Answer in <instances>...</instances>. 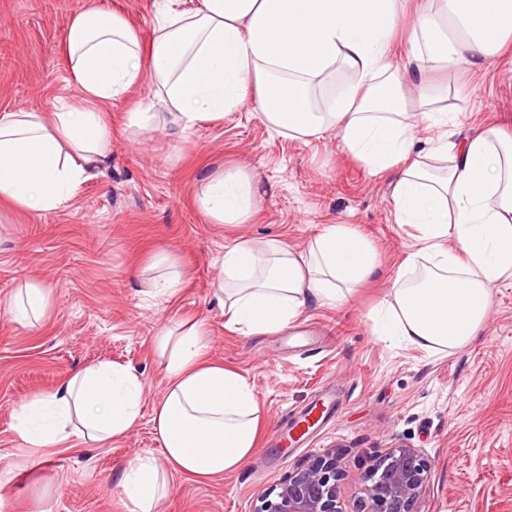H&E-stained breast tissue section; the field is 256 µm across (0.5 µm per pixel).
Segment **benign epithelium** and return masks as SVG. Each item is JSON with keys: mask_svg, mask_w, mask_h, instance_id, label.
I'll return each mask as SVG.
<instances>
[{"mask_svg": "<svg viewBox=\"0 0 512 512\" xmlns=\"http://www.w3.org/2000/svg\"><path fill=\"white\" fill-rule=\"evenodd\" d=\"M343 469L330 452L308 459L254 512H343L337 492ZM428 467L414 448H393L368 468L357 512H418Z\"/></svg>", "mask_w": 512, "mask_h": 512, "instance_id": "7a95c632", "label": "benign epithelium"}]
</instances>
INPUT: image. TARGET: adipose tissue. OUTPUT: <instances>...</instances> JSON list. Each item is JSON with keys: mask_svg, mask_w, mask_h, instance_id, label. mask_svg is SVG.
I'll return each mask as SVG.
<instances>
[{"mask_svg": "<svg viewBox=\"0 0 512 512\" xmlns=\"http://www.w3.org/2000/svg\"><path fill=\"white\" fill-rule=\"evenodd\" d=\"M409 32L404 63L392 35ZM79 89L56 98L51 117L0 111V202L28 211L68 206L80 184L108 160L112 100L127 98L129 126H157L155 100L167 103L181 132L223 118L254 97L260 118L290 138L309 141L335 129L369 174L398 170L396 224L416 230L391 294L374 310L375 331L440 353L468 343L482 328L492 286L512 281V136L480 127L454 137L459 115L439 105L425 73L512 69V0H198L191 11L161 5L149 33L96 4L75 13L62 42ZM349 85L325 109L310 100L312 83ZM151 82L154 98L133 97ZM413 87L418 111L404 90ZM437 130L417 150V125ZM200 205L219 224L247 223L260 183L243 168L205 177ZM425 275L409 282L418 263ZM376 254L346 224H329L303 250L278 239L224 248L216 297L225 326L245 336L284 331L308 305L343 303L351 286L373 275ZM5 309L42 322L49 292L28 284ZM204 322L159 332L154 349L167 378L152 422L163 460L142 453L118 485L133 512H162L167 470L208 480L238 470L260 431L259 402L237 371L213 361ZM143 383L131 368L100 361L71 372L54 390L29 397L14 415L21 448L0 485L28 465V450L91 447L123 436L140 416Z\"/></svg>", "mask_w": 512, "mask_h": 512, "instance_id": "adipose-tissue-1", "label": "adipose tissue"}]
</instances>
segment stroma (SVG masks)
<instances>
[{"mask_svg":"<svg viewBox=\"0 0 512 512\" xmlns=\"http://www.w3.org/2000/svg\"><path fill=\"white\" fill-rule=\"evenodd\" d=\"M86 0H0V111H51L68 83L61 43ZM448 84L468 83L463 127L512 131V71L479 81L431 70ZM128 102H113L112 154L82 183L68 207L25 211L0 204V300L24 283L50 290L44 322L25 326L0 309V470L18 443L19 405L52 391L75 369L99 361L131 367L144 384L141 415L121 438L78 450L38 454L30 472L0 488L10 512H130L115 479L140 452L163 459L152 406L166 388L153 342L189 319L206 323L214 360L242 374L259 398L261 434L241 469L199 482L169 476L164 512H254L309 457L332 450L346 473L345 512H356L368 465L388 449H418L429 468L419 512H512V286L494 288L489 316L473 340L426 353L374 335L371 311L390 291L409 241L395 224L396 171L369 175L335 132L305 143L268 128L256 101L199 125L128 127ZM256 172L262 194L245 224H217L198 203L204 173ZM346 224L374 248L378 267L338 307L310 305L287 332L243 336L224 326L213 297L224 247L236 239L277 238L304 248L326 225ZM172 252L184 285L172 299L146 295L149 260ZM336 392V412L295 444L288 422Z\"/></svg>","mask_w":512,"mask_h":512,"instance_id":"obj_1","label":"stroma"}]
</instances>
